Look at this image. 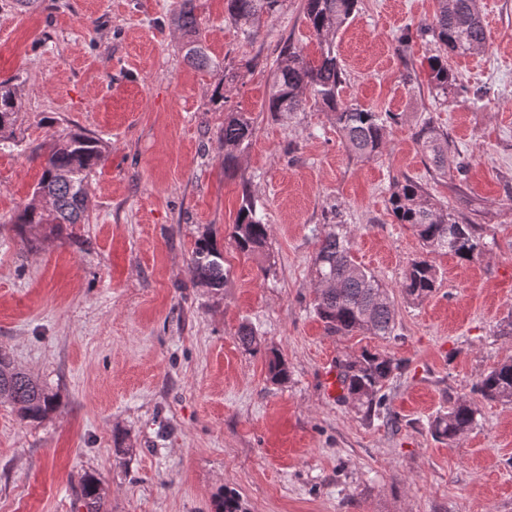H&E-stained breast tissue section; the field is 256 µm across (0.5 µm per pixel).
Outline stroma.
Masks as SVG:
<instances>
[{
    "label": "stroma",
    "instance_id": "35a3bbf8",
    "mask_svg": "<svg viewBox=\"0 0 512 512\" xmlns=\"http://www.w3.org/2000/svg\"><path fill=\"white\" fill-rule=\"evenodd\" d=\"M304 4L282 0L250 42L225 0H194L221 63L207 72L183 57L179 0H40L28 12L0 0V81L21 105L20 144L0 149V350L61 402L26 422L0 400V512H86V474L106 490L101 512H215L227 490L246 512H512V404L473 390L512 357L499 333L512 319V0H479L489 46L449 55L459 88L444 102L428 82L431 39L416 33L435 0H360L336 45L342 100L393 116L370 159L348 152L320 107L265 110L284 41L319 57ZM232 112L254 135L228 172L220 133ZM428 120L466 167L461 190L414 141ZM70 131L106 149L87 220L24 241L13 218L41 175L38 151ZM406 177L493 243L471 263L433 256L438 287L420 304L398 288L421 243L388 203ZM246 191L270 226L262 255L232 241ZM339 220L355 260L395 293L393 336L331 335L312 309L318 240ZM206 234L230 271L220 289L193 281ZM243 324L260 352L239 344ZM365 349L405 364L385 388L395 426L328 392L337 359ZM273 352L285 383L267 378ZM452 396L473 401L478 420L454 447L428 426Z\"/></svg>",
    "mask_w": 512,
    "mask_h": 512
}]
</instances>
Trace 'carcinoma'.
Instances as JSON below:
<instances>
[{
	"label": "carcinoma",
	"instance_id": "cac0c4a2",
	"mask_svg": "<svg viewBox=\"0 0 512 512\" xmlns=\"http://www.w3.org/2000/svg\"><path fill=\"white\" fill-rule=\"evenodd\" d=\"M194 0H180L174 25L184 37V59L197 68H218L207 53L197 28ZM227 13L244 38L256 39L264 26L263 17L272 15L279 0H225ZM433 20L420 26L430 34L437 54L429 58L430 82L448 95L453 76L448 70V54L480 52L487 48V35L478 9V0H437ZM358 0H305L304 15L318 39L320 57L314 62L302 50L287 41L276 59L274 80L266 111L279 115L302 112L309 101L330 112L348 149L361 158L379 154L386 144V123L371 109L347 104L339 91L345 81V69L336 55L335 36L354 14ZM18 112L16 88L0 83V143L15 141ZM250 118L232 113L224 120V170L234 168L238 153L252 136ZM415 140L430 167L443 171L451 146L448 135L426 122L415 133ZM105 160L99 139L82 132L59 134L52 139L41 177L32 198L15 217L19 233L43 224L62 230L66 224L86 220L87 179ZM389 204L400 224L411 225L422 243L424 255L407 266L399 288L405 299L421 303L436 290L439 272L430 256L448 254L462 262H473L488 252V243L480 225L461 216L455 208L443 209L434 203L422 183L406 178L393 186ZM269 238V225L258 217L249 192L242 194L234 224L235 247L246 254L261 255ZM197 285L222 288L229 271L216 243L204 236L197 240L192 256ZM313 310L333 334L348 336L355 332L390 336L395 330V309L390 289L370 269L358 264L352 255V237L342 224H334L319 240L313 260ZM342 399L356 412L371 420L381 418L395 423L387 411L386 382L401 372L398 360L379 352L362 351L336 361ZM269 379L274 384L288 380V364L278 355L268 361ZM475 390L486 400L512 404V358L492 367L476 383ZM0 398L10 401L24 421H39L56 411L59 400L27 373L17 369L0 352ZM476 409L462 397H448V408L436 413L429 422L431 434L453 447L475 427ZM87 512H100L104 488L92 475L85 476L80 493Z\"/></svg>",
	"mask_w": 512,
	"mask_h": 512
}]
</instances>
